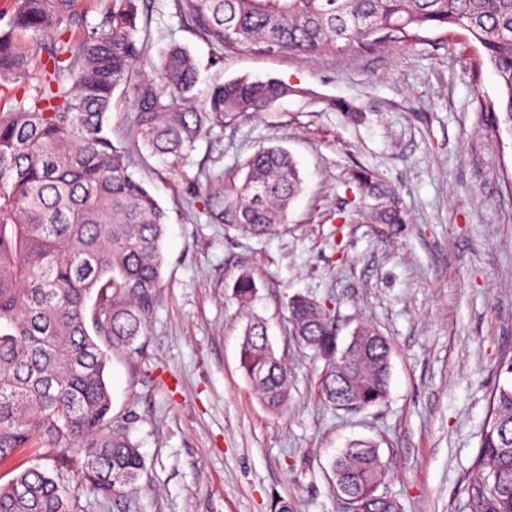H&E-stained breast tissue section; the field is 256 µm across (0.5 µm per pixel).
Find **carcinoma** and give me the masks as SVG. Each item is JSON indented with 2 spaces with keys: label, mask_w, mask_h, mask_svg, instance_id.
<instances>
[{
  "label": "carcinoma",
  "mask_w": 512,
  "mask_h": 512,
  "mask_svg": "<svg viewBox=\"0 0 512 512\" xmlns=\"http://www.w3.org/2000/svg\"><path fill=\"white\" fill-rule=\"evenodd\" d=\"M142 0H112L100 29L72 46L63 26L76 0H17L15 25L47 41V60L18 53L0 34V81L41 76L10 112L0 113V463L41 448L54 463L0 484V512H77L80 493L108 498L134 488L144 460L112 419L106 381L112 349L146 334L158 302L166 214L133 176L156 158L178 169L212 128L266 112L297 93L276 78L215 83L197 108L186 104L198 77L192 55L174 45L154 62L140 23ZM176 13L221 55L224 47L301 56L344 45L405 41L412 31L461 29L499 77L492 109L512 132V0H173ZM128 95L126 136H110L115 93ZM211 220L253 237L286 222L302 191L291 154L261 146L239 172L207 178ZM233 293L243 308L257 296L252 274ZM291 334L326 363L319 390L332 406L361 410L389 389L391 347L361 323L346 345L321 304L295 296ZM240 366L264 406L288 408V369L266 323L250 317ZM336 490L361 512H398L377 494L388 470L377 448L356 441L332 463ZM466 512H512V381L489 397Z\"/></svg>",
  "instance_id": "1"
}]
</instances>
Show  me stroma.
Masks as SVG:
<instances>
[{"mask_svg": "<svg viewBox=\"0 0 512 512\" xmlns=\"http://www.w3.org/2000/svg\"><path fill=\"white\" fill-rule=\"evenodd\" d=\"M147 50L186 47L215 81L279 78L302 88L272 110L213 128L183 167L137 166L168 214L158 305L146 336L112 352V416L144 458L135 493L87 490L81 512H340L331 462L376 444L379 488L399 512H465L491 392L512 351V132L490 104L497 78L462 31L310 59L225 49L144 0ZM260 145L287 148L303 191L288 220L255 238L210 223L202 174L232 171ZM370 180L357 186L355 176ZM252 272V310L288 363L284 414L239 367L244 319L232 286ZM325 304L340 338L358 322L392 345L387 397L353 412L319 395L323 362L289 333L290 299Z\"/></svg>", "mask_w": 512, "mask_h": 512, "instance_id": "1", "label": "stroma"}]
</instances>
